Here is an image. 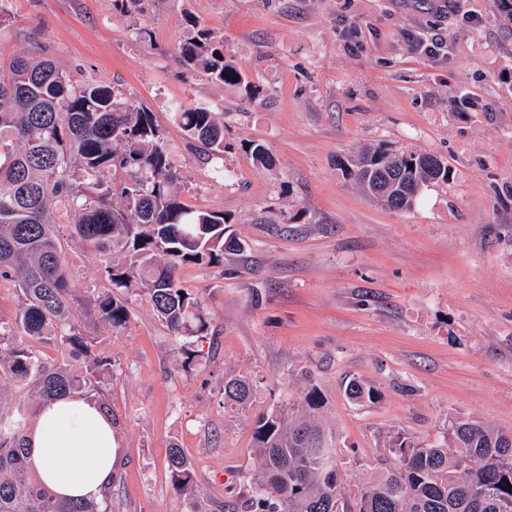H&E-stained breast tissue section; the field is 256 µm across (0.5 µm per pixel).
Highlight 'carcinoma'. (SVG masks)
<instances>
[{
    "label": "carcinoma",
    "mask_w": 512,
    "mask_h": 512,
    "mask_svg": "<svg viewBox=\"0 0 512 512\" xmlns=\"http://www.w3.org/2000/svg\"><path fill=\"white\" fill-rule=\"evenodd\" d=\"M186 66L223 84L235 85L239 68L224 57V43L198 28L178 47ZM174 117L208 156L224 153V124L204 105H177ZM349 175L390 209H412L423 187L448 182L440 156L379 147L363 153ZM119 171V184L105 175ZM169 148L153 114L96 81L74 83L50 59L0 55V279L18 284L13 319L0 320V384L30 388L43 406L69 394L102 400L111 361L92 351L75 320L65 266L73 242L102 258L116 288H139L157 317L185 339L187 364L201 357L189 348L209 334L201 301L182 288L186 264L218 266L224 254L243 246L224 236L221 212L182 202ZM122 206L112 204L114 194ZM63 207L73 230L62 240L53 205ZM94 321L114 330L128 319L127 307L110 292L82 301ZM61 349L65 361L42 357L36 344ZM254 384L244 377L224 382V408L245 410ZM347 397L372 402L377 391L353 379ZM321 400L311 387L300 407L259 415L253 448L262 469L246 512H512V453L504 435L479 422H451L452 444L423 448L405 437L392 452L397 467L362 485L353 509L340 506L338 452L316 423ZM28 408L0 395V512H107L112 484L99 500L60 499L32 475L26 433ZM174 491L196 496L190 464L170 447Z\"/></svg>",
    "instance_id": "cac0c4a2"
}]
</instances>
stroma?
Masks as SVG:
<instances>
[{
    "label": "stroma",
    "instance_id": "35a3bbf8",
    "mask_svg": "<svg viewBox=\"0 0 512 512\" xmlns=\"http://www.w3.org/2000/svg\"><path fill=\"white\" fill-rule=\"evenodd\" d=\"M10 11L0 49L152 112L180 199L223 212L244 246L178 270L211 324L192 365L145 296L112 290L96 257L68 255L79 297L111 290L129 310L120 330H86L112 362V512H231L260 469L257 414L313 386L348 504L395 466L397 437L442 446L457 418L512 434V21L498 0H12ZM197 24L223 37L241 84L178 62ZM410 33L438 41L436 55L412 50ZM176 103L223 120L222 161L191 147ZM253 141L275 166L255 165ZM379 144L441 156L447 183L409 211L374 202L345 167ZM233 374L255 384L250 409L224 408ZM352 378L378 399L351 402ZM174 445L194 500L173 491Z\"/></svg>",
    "mask_w": 512,
    "mask_h": 512
}]
</instances>
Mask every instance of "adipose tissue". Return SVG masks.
Returning a JSON list of instances; mask_svg holds the SVG:
<instances>
[{
  "label": "adipose tissue",
  "instance_id": "ef3b65f1",
  "mask_svg": "<svg viewBox=\"0 0 512 512\" xmlns=\"http://www.w3.org/2000/svg\"><path fill=\"white\" fill-rule=\"evenodd\" d=\"M30 468L61 498H99L111 480L116 446L111 419L92 400L69 396L42 406L28 430Z\"/></svg>",
  "mask_w": 512,
  "mask_h": 512
}]
</instances>
